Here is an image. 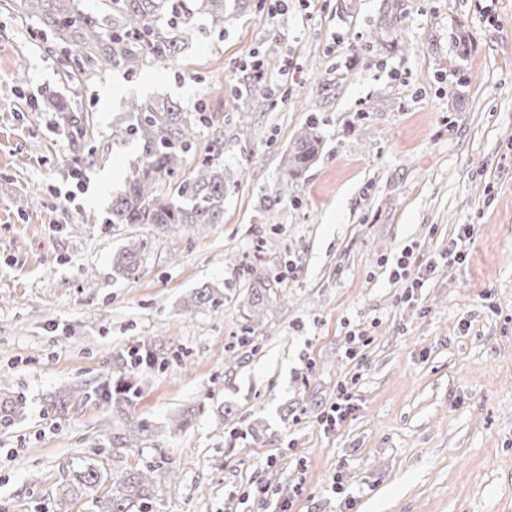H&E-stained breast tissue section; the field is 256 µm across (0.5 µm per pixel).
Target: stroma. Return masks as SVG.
Segmentation results:
<instances>
[{
	"label": "stroma",
	"instance_id": "stroma-1",
	"mask_svg": "<svg viewBox=\"0 0 512 512\" xmlns=\"http://www.w3.org/2000/svg\"><path fill=\"white\" fill-rule=\"evenodd\" d=\"M196 28L175 63L71 85L0 5V390L27 400L0 426V512H59L88 464L164 459L178 475L152 512H512V0H288L274 17L250 0ZM257 51L281 61L259 81ZM134 97L216 115L180 177L208 155L246 172L223 223H105L141 154L112 138ZM56 98L92 120V154ZM313 120L322 151L279 197ZM133 240L140 267L115 277ZM257 275L274 285L255 319ZM205 286L220 306L186 313ZM145 340L158 362L131 372V410L159 433L116 462L103 388ZM145 249L144 241H132L116 253L112 260V266L116 272L124 276L135 274L141 262V254Z\"/></svg>",
	"mask_w": 512,
	"mask_h": 512
}]
</instances>
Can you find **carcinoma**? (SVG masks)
I'll list each match as a JSON object with an SVG mask.
<instances>
[{
  "mask_svg": "<svg viewBox=\"0 0 512 512\" xmlns=\"http://www.w3.org/2000/svg\"><path fill=\"white\" fill-rule=\"evenodd\" d=\"M243 0H99V9L87 13L81 0H5L21 20L39 24L50 33L59 49L61 73L67 81L90 82L107 70L121 69L134 74L159 63L173 62L182 46L195 36V18L204 16L215 28L224 22L232 2ZM127 111L134 122L112 127V139L131 137L140 142V158L130 168L123 192L112 200L107 224H151L162 231L189 229L197 234L224 219V195L240 183L242 172H231L205 158L195 175L177 187V194L163 198L157 193L162 181L174 179L194 148L199 125L213 122L202 109L185 110L172 99H132ZM321 134L315 122L301 130L283 155L282 188L310 168L319 156ZM145 242L132 241L116 253L112 266L126 276L138 271ZM272 284L258 277L251 280L248 305L256 318L267 307ZM218 300L210 288L197 289L190 307H214ZM126 365L150 368L153 352L145 349L123 357ZM138 389L122 378L112 387V421L125 425L126 432L112 435V452L136 448L156 434L145 419H132L129 409ZM25 414L23 398L0 392V423H13ZM174 470L160 465L126 469L112 474L111 490L95 498L98 512H151L152 491L159 478H171ZM104 479L95 466L88 465L58 488L61 502L71 504L94 490Z\"/></svg>",
  "mask_w": 512,
  "mask_h": 512,
  "instance_id": "1",
  "label": "carcinoma"
}]
</instances>
